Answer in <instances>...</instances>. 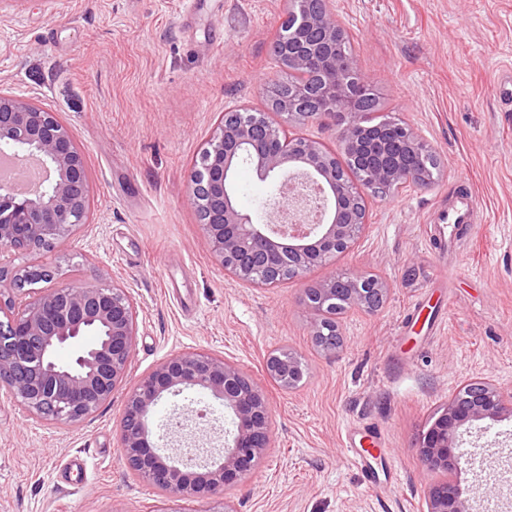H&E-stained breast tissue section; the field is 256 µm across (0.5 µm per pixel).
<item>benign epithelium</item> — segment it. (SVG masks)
Returning a JSON list of instances; mask_svg holds the SVG:
<instances>
[{"instance_id": "obj_1", "label": "benign epithelium", "mask_w": 512, "mask_h": 512, "mask_svg": "<svg viewBox=\"0 0 512 512\" xmlns=\"http://www.w3.org/2000/svg\"><path fill=\"white\" fill-rule=\"evenodd\" d=\"M283 50L279 67L298 76L315 70L311 83L284 87L276 77L264 91L281 103L287 119L340 120V152H363L370 136L398 135L412 150H431L399 119L378 121L354 107L353 93L369 89L354 58L340 40L343 30L329 0H308L299 12L281 21ZM0 153L34 156L50 178L22 198L0 185V258L23 248L48 252L63 244L88 218V177L84 157L71 131L55 115L19 96L0 94ZM242 163L261 177L274 178L272 199L263 216L239 210L233 174ZM418 182L404 166L378 160L360 168L337 163L336 155L315 141L281 135L259 112H226L188 175L195 208L204 212L203 236L224 270L249 284L273 286V270L294 276L348 251L365 229L366 207L356 206L363 190L382 193ZM390 288L377 277L333 275L305 289L303 304L319 316L312 339L333 353L336 327L328 325L327 308L336 297L347 307L376 311ZM0 314V390L40 416L71 424L112 400L125 378L137 339L136 310L124 289L105 282L61 284L34 294ZM101 336L85 342L88 330ZM73 351L66 366L52 352ZM196 388L224 401L235 417V430L224 447L200 453L163 455L146 426V418L166 394ZM512 415V393L492 380L464 382L435 419L417 448L429 471L459 465L451 455L459 430L478 421ZM121 461L154 486L184 498L225 496L255 468L271 447L270 406L254 382L235 364L206 353L172 356L144 377L128 397L120 423ZM427 512H469L459 486L446 479L428 491Z\"/></svg>"}]
</instances>
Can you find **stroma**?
I'll list each match as a JSON object with an SVG mask.
<instances>
[{"label": "stroma", "instance_id": "obj_1", "mask_svg": "<svg viewBox=\"0 0 512 512\" xmlns=\"http://www.w3.org/2000/svg\"><path fill=\"white\" fill-rule=\"evenodd\" d=\"M0 0V92L31 99L72 131L89 183V217L51 252L17 251L10 270L50 267L55 282H114L136 308L123 384L81 422L58 425L0 395V512H220L221 501L169 498L120 460L127 396L164 360L206 352L236 364L271 408V446L229 499L234 512H426L439 475L417 446L457 387L473 378L512 392V0H331L381 117L410 125L442 159L432 184L366 192L368 223L347 252L271 288L237 281L211 253L187 178L222 113L247 108L276 126L262 95L287 0ZM468 179L480 221L437 247L434 211ZM257 216L273 186L235 175ZM339 273L390 286L375 312L337 318L342 345L310 337L305 288ZM279 350L302 380L268 373ZM206 411L205 446L232 415L194 389L161 399L148 424L166 453L185 448L172 410ZM389 456L371 486L345 449L366 430ZM449 476L470 512H512L484 470L512 472V418L480 421Z\"/></svg>", "mask_w": 512, "mask_h": 512}]
</instances>
